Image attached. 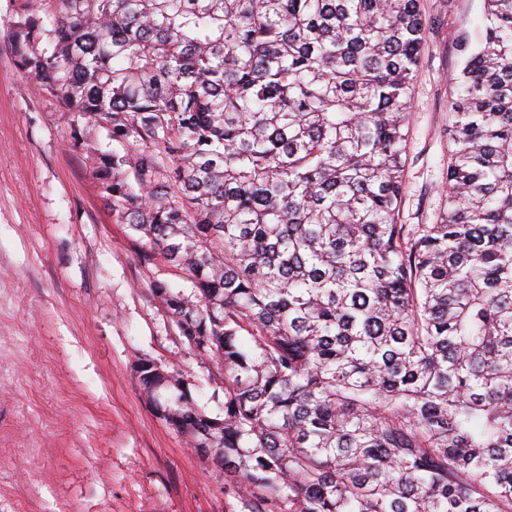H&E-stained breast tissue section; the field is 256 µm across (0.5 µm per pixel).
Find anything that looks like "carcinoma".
<instances>
[{"label": "carcinoma", "instance_id": "carcinoma-1", "mask_svg": "<svg viewBox=\"0 0 512 512\" xmlns=\"http://www.w3.org/2000/svg\"><path fill=\"white\" fill-rule=\"evenodd\" d=\"M17 65L84 119L102 199L224 403L157 414L248 512H512V0L456 37L446 206L402 224L419 0H52ZM106 132L125 152L104 150Z\"/></svg>", "mask_w": 512, "mask_h": 512}]
</instances>
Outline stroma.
<instances>
[{
  "label": "stroma",
  "mask_w": 512,
  "mask_h": 512,
  "mask_svg": "<svg viewBox=\"0 0 512 512\" xmlns=\"http://www.w3.org/2000/svg\"><path fill=\"white\" fill-rule=\"evenodd\" d=\"M24 0H0V512H244L224 472L160 419L134 370L154 359L224 401L214 362L189 349L153 295L188 288L144 266L72 138L77 116L16 65ZM427 25L410 92L400 221L445 206L460 56L483 0H420Z\"/></svg>",
  "instance_id": "stroma-1"
}]
</instances>
